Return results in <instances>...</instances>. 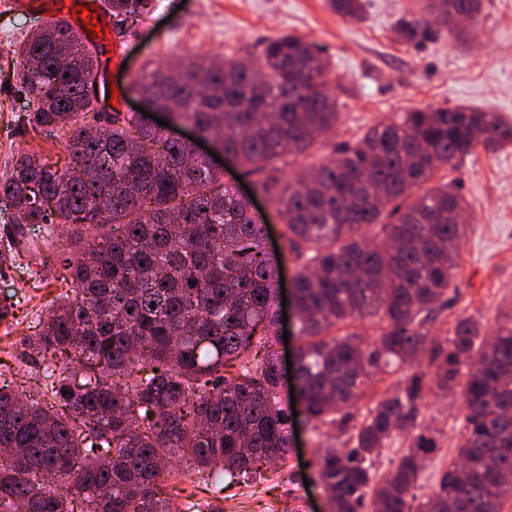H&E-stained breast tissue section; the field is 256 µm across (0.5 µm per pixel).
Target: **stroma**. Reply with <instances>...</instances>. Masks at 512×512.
I'll return each instance as SVG.
<instances>
[{
    "instance_id": "stroma-1",
    "label": "stroma",
    "mask_w": 512,
    "mask_h": 512,
    "mask_svg": "<svg viewBox=\"0 0 512 512\" xmlns=\"http://www.w3.org/2000/svg\"><path fill=\"white\" fill-rule=\"evenodd\" d=\"M417 11L418 0H364V19L356 23L330 10L325 0H157L149 16L109 22L108 44L96 47L103 64L96 80L101 94L122 90L114 109L130 114L140 103L130 84L144 68L183 56L255 61L265 41L290 33L313 42L330 63L326 80L339 122L319 155L416 107L468 105L512 122V0H484L476 21L456 34L404 43L395 26ZM41 23L0 0V178L11 173L21 153L40 154L61 166L69 160L62 139L18 125L19 114L30 111L34 100L15 86L17 63L10 48ZM436 178L461 183L471 226L457 298L441 314L436 332L447 336L463 310L493 328L512 310V146L494 153L475 149L458 168L440 170ZM62 288L49 277L34 289L11 268L0 269V298L23 296L21 312L31 318L46 314ZM462 417L453 394L429 396L420 414L425 425L439 430L446 454L458 443ZM297 431L294 451L265 468L260 479L217 488L181 475L177 483L218 512H329L325 493L312 482L314 454L325 446L326 432L302 420Z\"/></svg>"
}]
</instances>
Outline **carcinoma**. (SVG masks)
<instances>
[{"label": "carcinoma", "instance_id": "obj_1", "mask_svg": "<svg viewBox=\"0 0 512 512\" xmlns=\"http://www.w3.org/2000/svg\"><path fill=\"white\" fill-rule=\"evenodd\" d=\"M401 18L408 44L483 0H420ZM115 18L146 16L155 0H104ZM359 21L362 0H328ZM20 87L36 101L22 117L66 139L68 165L22 154L0 179L14 210L0 267L38 258L67 288L30 321L21 356L38 370L0 372V512H201L177 505L164 475L186 458L196 475L250 476L292 446L279 396V267H297L296 379L307 420L331 426L315 453L330 512H503L512 499V314L487 332L456 315L451 336L431 328L457 292L467 233L461 186L440 181L481 146L512 145L495 112L429 106L374 124L297 178L287 157L310 152L336 128L328 59L295 35L268 40L260 68L188 58L139 75L132 90L192 124L250 174L282 215V251L191 144L134 114L102 121L87 89L98 57L64 20L14 46ZM105 223H95V218ZM68 227L67 243L56 226ZM381 226L380 242L360 235ZM370 321L373 333L358 325ZM429 355L427 371L414 367ZM411 367L360 421L351 412L385 368ZM68 394H63V391ZM460 393L455 457L415 493L440 431L422 426L429 394ZM402 437L396 468L377 479L382 450Z\"/></svg>", "mask_w": 512, "mask_h": 512}]
</instances>
